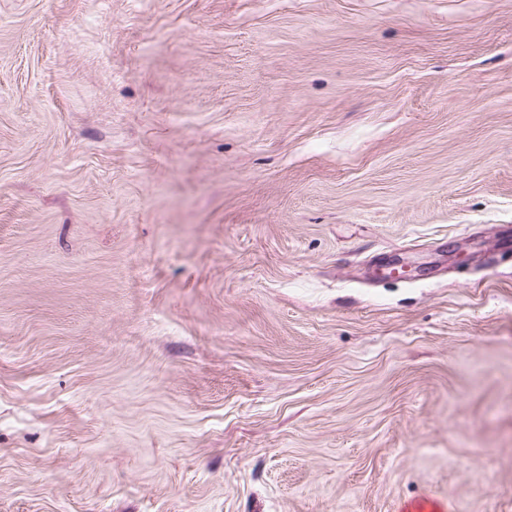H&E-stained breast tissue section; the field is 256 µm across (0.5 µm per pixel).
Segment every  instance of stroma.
I'll list each match as a JSON object with an SVG mask.
<instances>
[{
    "mask_svg": "<svg viewBox=\"0 0 512 512\" xmlns=\"http://www.w3.org/2000/svg\"><path fill=\"white\" fill-rule=\"evenodd\" d=\"M505 237L512 0H0V512H512Z\"/></svg>",
    "mask_w": 512,
    "mask_h": 512,
    "instance_id": "stroma-1",
    "label": "stroma"
}]
</instances>
